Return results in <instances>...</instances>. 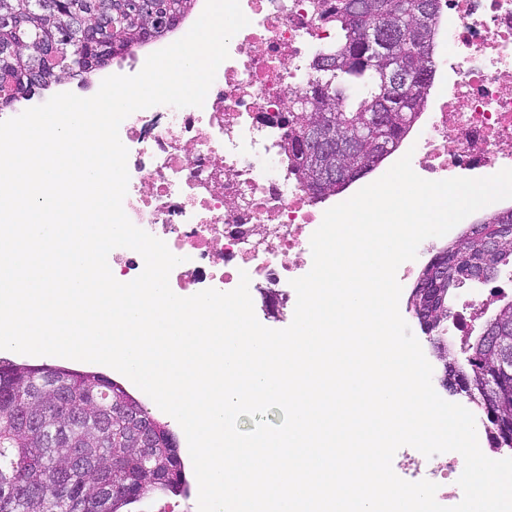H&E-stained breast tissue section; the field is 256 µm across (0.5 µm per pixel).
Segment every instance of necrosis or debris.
Here are the masks:
<instances>
[{
	"mask_svg": "<svg viewBox=\"0 0 512 512\" xmlns=\"http://www.w3.org/2000/svg\"><path fill=\"white\" fill-rule=\"evenodd\" d=\"M319 3L240 0L249 23L231 38L203 107L158 105L119 127L124 211L181 257L169 277L177 295L231 291L244 271L251 288L273 291L311 268L310 238L327 204L291 171L277 110L304 89L315 48L333 37ZM439 10L435 72L446 89L413 135L412 168L428 180L512 168V0H439ZM407 470L437 484L440 504L461 501L458 453L412 455Z\"/></svg>",
	"mask_w": 512,
	"mask_h": 512,
	"instance_id": "obj_1",
	"label": "necrosis or debris"
}]
</instances>
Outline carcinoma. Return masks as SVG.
<instances>
[{
	"label": "carcinoma",
	"instance_id": "1",
	"mask_svg": "<svg viewBox=\"0 0 512 512\" xmlns=\"http://www.w3.org/2000/svg\"><path fill=\"white\" fill-rule=\"evenodd\" d=\"M193 0H163L169 18L147 27L127 17V0H109L108 20L98 22L96 0H0V15L13 14V27L0 29V103L37 94L62 82L81 84L116 57H124L134 45L163 37L180 23ZM356 0H325L320 18L336 31V38L322 45L315 60L334 61L331 72L311 76L330 89L335 110V135L363 132L372 143H402L427 105L430 82L418 96V109L390 91L385 71L388 62L372 55L362 41V31L391 26L409 31L414 26L415 0H368L370 7L357 10ZM83 16L91 36L80 47V56L100 57L96 66L79 71L74 48L67 43L65 20ZM301 96L288 100V154L291 170L307 186L331 164L349 162L353 180L373 170L372 155L361 150L331 161L307 155L295 144V134L315 120V113L299 107ZM512 228V206L484 218L483 231L466 230L438 252L454 257L448 266L444 318L433 335L447 338L452 291L468 281V272L488 260L495 268L512 263V240L494 257L485 250L486 239L501 238ZM459 374L467 377L462 391L482 411H512V385L491 387L472 373L477 360L490 362L495 353L482 335L465 336ZM25 410L29 419L18 417ZM164 433L169 425L155 418L143 402L120 382L95 371L61 366L16 363L0 357V512H128L134 504L159 495L188 496L185 466L176 448L163 438L142 455L135 436L150 430ZM148 483L146 493L129 497L115 486Z\"/></svg>",
	"mask_w": 512,
	"mask_h": 512
}]
</instances>
